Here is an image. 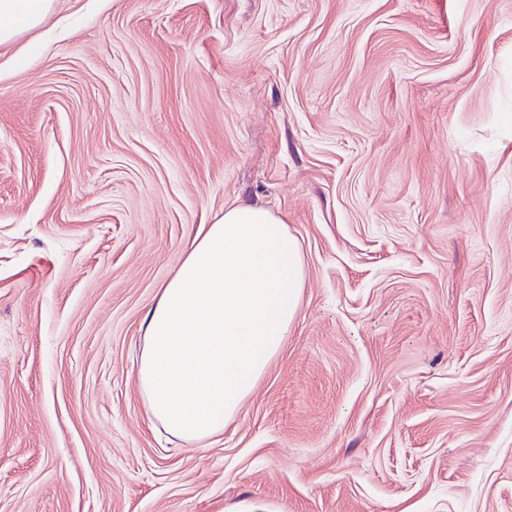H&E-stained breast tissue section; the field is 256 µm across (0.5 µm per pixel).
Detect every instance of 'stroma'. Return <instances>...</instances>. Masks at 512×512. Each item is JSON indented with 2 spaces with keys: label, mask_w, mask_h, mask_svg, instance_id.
Returning a JSON list of instances; mask_svg holds the SVG:
<instances>
[{
  "label": "stroma",
  "mask_w": 512,
  "mask_h": 512,
  "mask_svg": "<svg viewBox=\"0 0 512 512\" xmlns=\"http://www.w3.org/2000/svg\"><path fill=\"white\" fill-rule=\"evenodd\" d=\"M239 204L301 304L188 444L144 318ZM0 512H512V0H57L1 46Z\"/></svg>",
  "instance_id": "1"
}]
</instances>
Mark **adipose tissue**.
Returning <instances> with one entry per match:
<instances>
[{"mask_svg":"<svg viewBox=\"0 0 512 512\" xmlns=\"http://www.w3.org/2000/svg\"><path fill=\"white\" fill-rule=\"evenodd\" d=\"M55 0H0V46L39 28ZM304 266L269 211L228 208L203 225L146 316L138 380L172 436L201 442L239 412L294 324Z\"/></svg>","mask_w":512,"mask_h":512,"instance_id":"1","label":"adipose tissue"}]
</instances>
